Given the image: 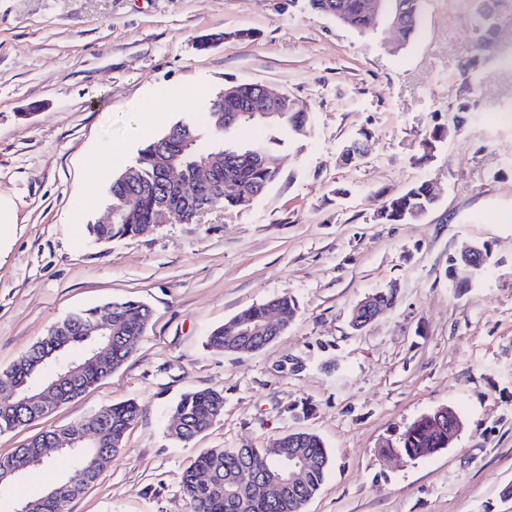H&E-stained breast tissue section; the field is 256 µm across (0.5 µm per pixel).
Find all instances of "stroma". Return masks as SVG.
I'll return each instance as SVG.
<instances>
[{"label": "stroma", "mask_w": 512, "mask_h": 512, "mask_svg": "<svg viewBox=\"0 0 512 512\" xmlns=\"http://www.w3.org/2000/svg\"><path fill=\"white\" fill-rule=\"evenodd\" d=\"M473 0H425L405 48L390 29L361 33L309 0H0V371L71 312L133 297L150 325L122 366L52 415L0 434V457L100 407L135 402L122 453L68 512H193L180 477L206 448H263L317 434L330 452L304 512H512V0H499L495 45L476 71ZM217 40L198 46L201 36ZM231 83L297 98L307 133L282 138L281 176L246 208L160 224L107 244L87 226L113 175L147 140L192 118ZM181 97L178 107L162 99ZM482 118L424 158L426 130L448 105ZM367 140L361 161L343 146ZM99 158L97 175L88 164ZM420 180L436 207L382 224L381 203ZM491 259L469 287L450 261L470 245ZM397 285L395 307L362 330L350 314ZM295 320L252 353L209 348L242 310L280 296ZM224 392V413L183 444L166 434L182 393ZM442 405L458 440L410 460L379 449ZM68 458L0 485L19 512L68 475Z\"/></svg>", "instance_id": "stroma-1"}]
</instances>
